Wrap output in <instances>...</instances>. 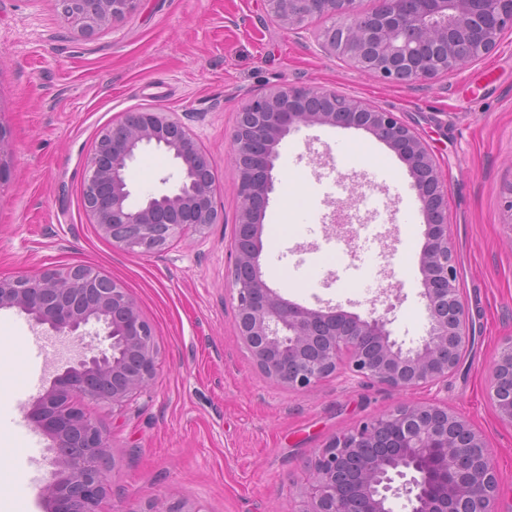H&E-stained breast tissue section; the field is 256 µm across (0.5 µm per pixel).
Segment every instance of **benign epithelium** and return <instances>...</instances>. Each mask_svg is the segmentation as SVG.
I'll return each instance as SVG.
<instances>
[{"label":"benign epithelium","instance_id":"obj_1","mask_svg":"<svg viewBox=\"0 0 512 512\" xmlns=\"http://www.w3.org/2000/svg\"><path fill=\"white\" fill-rule=\"evenodd\" d=\"M141 0H67L60 9L81 34L133 13ZM287 31L310 20L328 21L317 33L323 52L360 74L397 85L453 75L490 54L512 30V0H264ZM315 124L364 129L408 167L426 230L421 252L428 328L419 344L403 348L384 316L340 307L308 309L262 279L260 218L274 191L281 141ZM0 124V183L11 151ZM241 206L236 228L249 230L231 244L238 336L275 384L306 390L346 370L393 389L433 384L453 373L469 343L468 311L448 237L447 188L417 132L395 113L331 90L282 86L252 97L237 112L231 135ZM145 148L172 154L180 179L162 194L135 197L128 171ZM82 203L100 234L120 250L150 255L187 231L217 223L215 182L206 153L190 129L163 108L128 112L100 130L88 159ZM0 308H15L59 336H79L89 322L103 325L110 345L84 354L56 375L31 412L55 456L45 512H102V470L110 452L96 422L69 401L74 394L119 406L143 391L158 358L153 328L121 284L92 267L63 274L0 279ZM512 370V343L492 368L489 399L512 420V395L499 387ZM405 493L409 512H498V484L489 448L467 420L438 403H401L332 438L318 451L302 491V508L289 512H392L389 498Z\"/></svg>","mask_w":512,"mask_h":512}]
</instances>
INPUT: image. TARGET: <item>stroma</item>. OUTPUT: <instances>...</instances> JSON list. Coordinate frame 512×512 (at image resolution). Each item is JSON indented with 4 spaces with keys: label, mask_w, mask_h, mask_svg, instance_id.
Listing matches in <instances>:
<instances>
[{
    "label": "stroma",
    "mask_w": 512,
    "mask_h": 512,
    "mask_svg": "<svg viewBox=\"0 0 512 512\" xmlns=\"http://www.w3.org/2000/svg\"><path fill=\"white\" fill-rule=\"evenodd\" d=\"M321 20L291 33L263 0H141L125 18L85 38L62 21L55 0H0V122L14 152L0 186V279L94 266L121 283L151 323L159 351L146 392L123 405L75 397L112 443L105 469V512H143L182 504L190 512H286L300 507L319 448L402 402H437L462 415L485 439L496 468L498 506L512 512V421L488 398L491 370L512 338V32L467 71L413 86L360 75L323 55L313 37ZM335 90L396 112L429 146L448 191V235L470 314L469 346L447 380L395 390L350 375L316 389L273 384L236 329L230 245L241 205L231 132L247 98L285 85ZM161 107L198 139L215 176L219 218L204 234L186 233L150 257L102 238L82 206L85 167L100 129L132 111ZM275 190L261 218L266 284L301 306H338L391 319L411 347L428 325L420 255L425 223L406 165L387 145L355 128L309 126L278 147ZM390 169L405 196L371 181ZM348 188L340 206L319 209L314 234L298 223L315 174ZM179 170L162 150L139 153L128 172L136 192L164 191ZM387 201L393 218L375 223L361 194ZM376 224L378 268L370 289L344 265L325 263L320 279L298 263L340 250L362 265L361 225ZM27 315L0 309V512H44L31 477L49 478L51 442L28 473L29 415L45 383L76 351L107 349L98 324L55 340L48 356L31 352L43 335Z\"/></svg>",
    "instance_id": "stroma-1"
}]
</instances>
